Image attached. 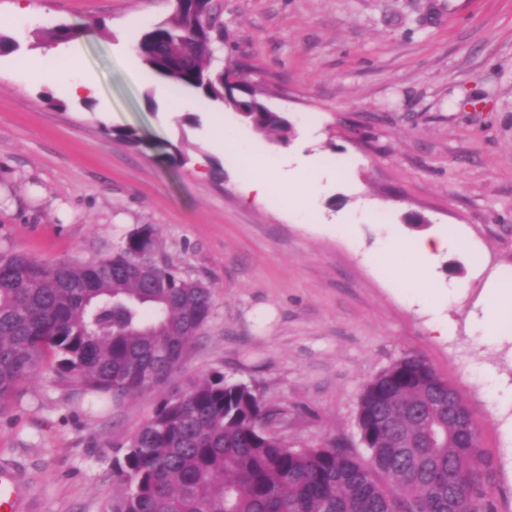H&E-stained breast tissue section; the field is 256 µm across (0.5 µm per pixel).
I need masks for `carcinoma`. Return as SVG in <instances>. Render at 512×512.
Here are the masks:
<instances>
[{"mask_svg":"<svg viewBox=\"0 0 512 512\" xmlns=\"http://www.w3.org/2000/svg\"><path fill=\"white\" fill-rule=\"evenodd\" d=\"M196 18L176 12L143 34V64L178 90L237 112L285 139L289 122L251 87L247 67H214L218 47L181 68ZM114 138L143 144L133 127ZM131 236L111 255L54 265L0 252V410L44 368L89 394L122 399L162 383L211 312V293L144 261ZM251 386L215 372L165 395L113 469L124 486L110 512H487L469 408L448 414V382L407 354L363 388L365 458L336 443L290 448Z\"/></svg>","mask_w":512,"mask_h":512,"instance_id":"obj_1","label":"carcinoma"}]
</instances>
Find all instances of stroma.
I'll list each match as a JSON object with an SVG mask.
<instances>
[{
	"instance_id": "obj_1",
	"label": "stroma",
	"mask_w": 512,
	"mask_h": 512,
	"mask_svg": "<svg viewBox=\"0 0 512 512\" xmlns=\"http://www.w3.org/2000/svg\"><path fill=\"white\" fill-rule=\"evenodd\" d=\"M172 12L171 0H0V34L18 43L0 56V251L97 260L153 225L164 265L212 293L169 386L219 371L255 387L293 448L334 441L366 456L361 390L400 357H424L471 411L489 512H512V407L497 408L484 379L512 384V322L494 345L474 325L486 284L512 274V0H224L225 65L247 61L266 106L310 130L336 172L298 217L288 186L242 194L297 140L241 126L262 150L237 163L212 145L217 117L236 112L195 95L191 127L167 100L147 106L127 48ZM60 23L81 30L93 95L19 65ZM127 126L143 145L108 133ZM170 142L188 164L165 159ZM446 232L447 252L406 249ZM425 268L446 296V337L430 335L435 314L408 287ZM162 395L85 397L49 370L23 382L0 411L19 512H108L122 492L113 460Z\"/></svg>"
}]
</instances>
